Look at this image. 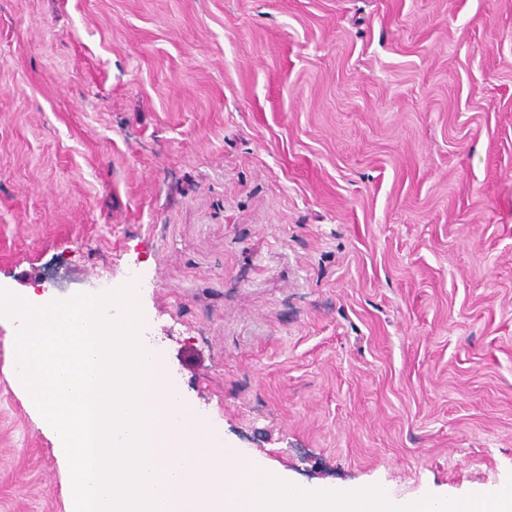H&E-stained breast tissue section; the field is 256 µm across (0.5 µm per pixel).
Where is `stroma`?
<instances>
[{"label":"stroma","mask_w":512,"mask_h":512,"mask_svg":"<svg viewBox=\"0 0 512 512\" xmlns=\"http://www.w3.org/2000/svg\"><path fill=\"white\" fill-rule=\"evenodd\" d=\"M135 287L308 491L512 477V0H0V288ZM0 317V512H68Z\"/></svg>","instance_id":"35a3bbf8"}]
</instances>
